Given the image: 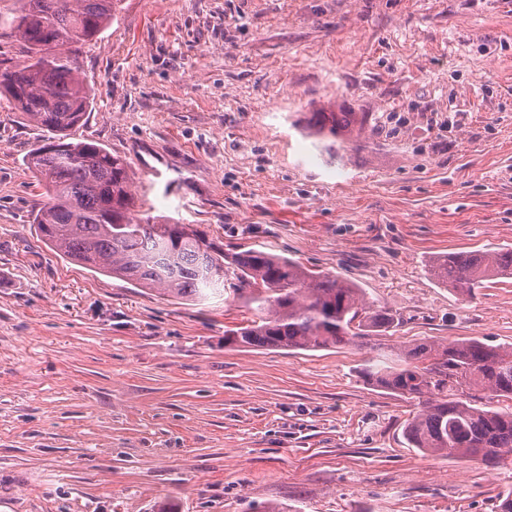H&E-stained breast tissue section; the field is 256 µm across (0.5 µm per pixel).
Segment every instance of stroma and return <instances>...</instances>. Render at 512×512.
Here are the masks:
<instances>
[{"label": "stroma", "instance_id": "1", "mask_svg": "<svg viewBox=\"0 0 512 512\" xmlns=\"http://www.w3.org/2000/svg\"><path fill=\"white\" fill-rule=\"evenodd\" d=\"M73 131L129 164L134 214L354 281L396 326L239 348L251 313L59 256L0 95V512H496L512 458L413 448L375 346L512 344V279L468 299L433 256L512 248V0H121L84 45ZM347 114L334 137L320 113Z\"/></svg>", "mask_w": 512, "mask_h": 512}]
</instances>
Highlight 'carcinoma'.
Returning a JSON list of instances; mask_svg holds the SVG:
<instances>
[{
  "mask_svg": "<svg viewBox=\"0 0 512 512\" xmlns=\"http://www.w3.org/2000/svg\"><path fill=\"white\" fill-rule=\"evenodd\" d=\"M17 2L14 16L0 17V26L22 45L24 61L0 57V95L64 147L45 153L38 144L25 160L47 187L48 200L34 223L52 249L94 272L176 300L222 294L244 301L252 318L224 331L229 346L325 350L355 345L393 326L395 317L367 307L362 289L347 279L314 273L264 249L226 254L186 224L135 218L126 160L100 143L71 136L89 110L92 87L70 54L103 32L120 0ZM430 273L471 297L486 281L512 277V250L442 254ZM361 374L376 387L419 400L421 409L405 427L419 450L465 461L512 456V409L455 399L463 387L511 399L512 344L479 338L415 343L393 348L388 358H370Z\"/></svg>",
  "mask_w": 512,
  "mask_h": 512,
  "instance_id": "obj_1",
  "label": "carcinoma"
}]
</instances>
